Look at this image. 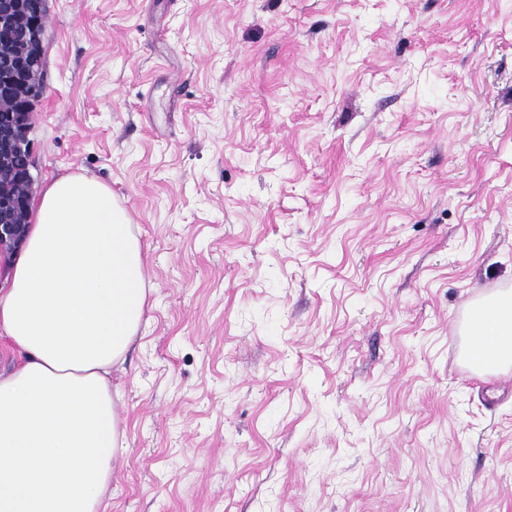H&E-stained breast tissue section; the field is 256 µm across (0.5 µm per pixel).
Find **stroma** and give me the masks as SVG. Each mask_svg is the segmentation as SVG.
Segmentation results:
<instances>
[{
	"instance_id": "1",
	"label": "stroma",
	"mask_w": 512,
	"mask_h": 512,
	"mask_svg": "<svg viewBox=\"0 0 512 512\" xmlns=\"http://www.w3.org/2000/svg\"><path fill=\"white\" fill-rule=\"evenodd\" d=\"M32 195L82 172L152 285L107 512H512V0H47ZM466 349L477 355L478 366L491 371L512 368V293L495 292L479 300L461 329Z\"/></svg>"
}]
</instances>
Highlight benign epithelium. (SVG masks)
<instances>
[{
	"label": "benign epithelium",
	"mask_w": 512,
	"mask_h": 512,
	"mask_svg": "<svg viewBox=\"0 0 512 512\" xmlns=\"http://www.w3.org/2000/svg\"><path fill=\"white\" fill-rule=\"evenodd\" d=\"M47 0H0V33L15 34L18 17H24V46L21 55L0 65V101L12 102L0 112V144L21 148V140L30 129L34 101L42 96L43 88L35 82V67L41 60V36ZM30 87L25 98L16 97L20 87ZM30 196L0 201V246L13 248L23 240L28 220Z\"/></svg>",
	"instance_id": "benign-epithelium-1"
}]
</instances>
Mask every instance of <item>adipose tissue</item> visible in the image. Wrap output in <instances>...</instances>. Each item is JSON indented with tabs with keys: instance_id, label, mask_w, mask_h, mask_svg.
<instances>
[{
	"instance_id": "adipose-tissue-1",
	"label": "adipose tissue",
	"mask_w": 512,
	"mask_h": 512,
	"mask_svg": "<svg viewBox=\"0 0 512 512\" xmlns=\"http://www.w3.org/2000/svg\"><path fill=\"white\" fill-rule=\"evenodd\" d=\"M150 293L111 187L83 173L47 183L18 260L0 273V335L20 357L0 375V512H105L125 447L107 375ZM461 333L481 366L512 369V292L479 300Z\"/></svg>"
}]
</instances>
